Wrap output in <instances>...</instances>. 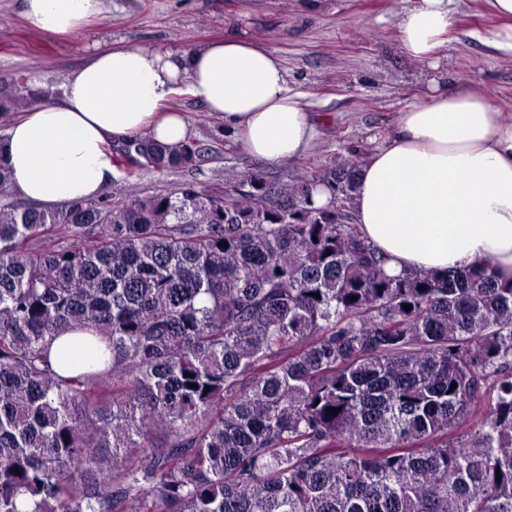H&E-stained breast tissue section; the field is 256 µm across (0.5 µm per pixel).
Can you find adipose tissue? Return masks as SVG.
Segmentation results:
<instances>
[{
    "mask_svg": "<svg viewBox=\"0 0 512 512\" xmlns=\"http://www.w3.org/2000/svg\"><path fill=\"white\" fill-rule=\"evenodd\" d=\"M451 0H409L401 48L433 70L428 92L372 137L350 213L361 239L392 276L490 265L512 281V113L479 86L440 71L454 26ZM31 26L70 37L107 17L112 0H21ZM182 93L223 119L229 145L270 165L295 162L322 134V117L288 85L276 51L239 28L223 38L178 45L93 44L62 98L14 118L4 151L15 195L52 211L102 194L116 171V147L140 138L176 145L189 137ZM82 333L51 345L62 375L82 370Z\"/></svg>",
    "mask_w": 512,
    "mask_h": 512,
    "instance_id": "ef3b65f1",
    "label": "adipose tissue"
}]
</instances>
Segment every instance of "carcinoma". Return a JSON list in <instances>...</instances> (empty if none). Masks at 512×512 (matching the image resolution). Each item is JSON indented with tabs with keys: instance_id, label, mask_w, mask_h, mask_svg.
<instances>
[{
	"instance_id": "obj_1",
	"label": "carcinoma",
	"mask_w": 512,
	"mask_h": 512,
	"mask_svg": "<svg viewBox=\"0 0 512 512\" xmlns=\"http://www.w3.org/2000/svg\"><path fill=\"white\" fill-rule=\"evenodd\" d=\"M201 153L137 140L122 201L55 211L0 154V512H512V283L388 275L351 224L355 148L300 184L140 193ZM76 329L106 370L53 369Z\"/></svg>"
}]
</instances>
